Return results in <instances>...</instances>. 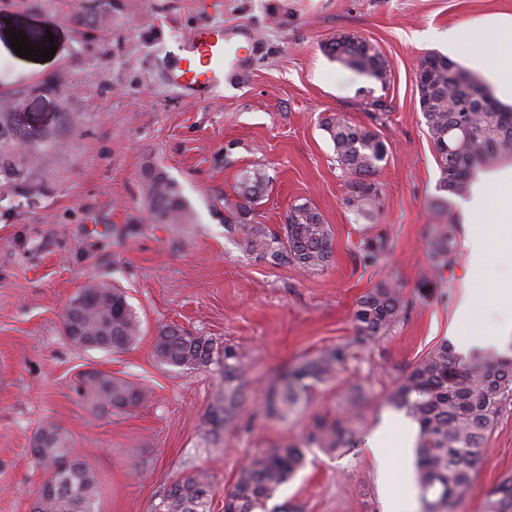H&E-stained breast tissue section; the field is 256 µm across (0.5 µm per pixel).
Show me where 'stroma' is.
Returning a JSON list of instances; mask_svg holds the SVG:
<instances>
[{"label": "stroma", "mask_w": 512, "mask_h": 512, "mask_svg": "<svg viewBox=\"0 0 512 512\" xmlns=\"http://www.w3.org/2000/svg\"><path fill=\"white\" fill-rule=\"evenodd\" d=\"M505 18L512 0H112L92 10L80 0H0V124L35 141L22 153L0 142V159L22 171L11 191L0 176V512H31L43 473L30 447L47 421L95 471L98 512H151L175 480L200 471L211 478L209 512H224L245 460L302 442L315 417L340 414L356 389L366 398L361 443L343 454L306 448L267 512H398L404 494L388 492L364 439L398 416L390 396L410 366L449 339L463 293L487 287L503 268L494 257L472 273L461 198L444 215L429 206L439 169L416 66L426 53L449 54L459 22L488 40ZM217 22L248 26L260 50L222 96L185 101L161 82L165 57ZM10 30L37 48L55 41V55L43 63L17 56ZM343 32L379 49L386 82L327 54ZM336 113L387 147L368 217L343 203L351 177L323 128ZM152 169L176 182L190 223L152 219L141 190ZM256 170L266 187L250 223L276 232L293 206L315 207L332 234L323 271L258 259L225 231L240 181ZM444 218L455 228L456 263L436 278L426 233ZM370 237L381 249L366 261ZM92 279L126 292L143 326L133 347L106 354L66 339L65 307ZM382 281L408 303L397 325L352 347L306 405L283 418L265 411L269 389L289 369L350 344L357 301ZM165 324L211 338V363L160 365L153 344ZM228 347L241 357L247 407L223 427L214 411ZM91 367L138 386L141 402L101 414L74 390ZM510 473L512 403L458 512H482L487 492Z\"/></svg>", "instance_id": "1"}]
</instances>
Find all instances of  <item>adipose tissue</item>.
<instances>
[{
  "label": "adipose tissue",
  "instance_id": "obj_1",
  "mask_svg": "<svg viewBox=\"0 0 512 512\" xmlns=\"http://www.w3.org/2000/svg\"><path fill=\"white\" fill-rule=\"evenodd\" d=\"M471 30V23L457 25L449 35L452 49L469 53L474 63L494 83L499 95L512 99V49L504 47L505 42H512V21L502 24L499 38L479 44L472 42ZM470 215L495 224L497 244L512 251V171L478 185ZM481 302L512 308V277L493 282L484 289L481 297L464 296L458 308L455 330L459 347L467 350L491 345L507 349L512 344V323L502 324L493 331L479 327L477 305ZM404 434L405 430L398 422H390L370 439L369 448L385 479L406 485L410 478L403 460L388 453L392 444L403 441Z\"/></svg>",
  "mask_w": 512,
  "mask_h": 512
}]
</instances>
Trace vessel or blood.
Here are the masks:
<instances>
[{"label": "vessel or blood", "instance_id": "b4317fda", "mask_svg": "<svg viewBox=\"0 0 512 512\" xmlns=\"http://www.w3.org/2000/svg\"><path fill=\"white\" fill-rule=\"evenodd\" d=\"M258 42L244 25L209 24L194 29L179 44L161 73L163 82L191 102L214 99L224 85L249 67Z\"/></svg>", "mask_w": 512, "mask_h": 512}]
</instances>
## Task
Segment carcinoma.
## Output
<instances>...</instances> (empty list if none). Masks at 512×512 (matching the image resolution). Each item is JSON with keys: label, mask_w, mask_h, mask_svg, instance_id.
<instances>
[{"label": "carcinoma", "mask_w": 512, "mask_h": 512, "mask_svg": "<svg viewBox=\"0 0 512 512\" xmlns=\"http://www.w3.org/2000/svg\"><path fill=\"white\" fill-rule=\"evenodd\" d=\"M328 54L360 75L385 82L387 60L365 39L334 40ZM427 83L419 95L428 134L433 142L440 178L431 207L448 212V196L471 191L476 172L493 171L512 158V107L500 104L481 79L447 56L429 52L420 59ZM338 165L356 176L345 205L359 215L371 214L378 188L369 180L386 155L385 143L365 128L338 114L324 123ZM264 186L255 173L240 183L241 201L228 209L225 230L242 234L245 250L276 265L294 264L308 272L323 270L332 254L329 226L320 212L306 204L292 207L282 232L263 224H247L249 213ZM150 212L163 224H185L190 213L175 182L164 172L151 170L142 179ZM433 272L451 268L455 259V232L451 224H434L427 234ZM81 300L75 316L78 331L67 334L78 349L124 350L139 342L142 324L119 288L91 280L77 292ZM407 308L400 290L380 282L358 301L353 313L360 346L386 334ZM214 344L177 325H164L154 342L156 360L166 366L194 369L212 360ZM348 357V346H338L288 372L267 395L269 411H292L310 389L306 380L323 382L334 376ZM240 355L224 349V395L220 398L224 424L241 414L246 397L241 383ZM79 393L98 408L125 409L141 400L128 381L108 374L81 379ZM512 401V361L496 352L464 359L446 342L440 343L411 366L390 402L406 411L419 426L416 482L422 512H457L467 496L487 435L503 406ZM363 395L346 402L332 419L318 417L306 436V445L329 453L355 445ZM30 453L46 474L35 492V512H95L98 479L84 457L72 448L64 431L47 423L35 434ZM301 446L285 442L254 455L243 466L224 496V512H258L302 465ZM211 493L208 475L197 473L176 480L153 506V512H207ZM483 512H512V474L486 496Z\"/></svg>", "instance_id": "cac0c4a2"}]
</instances>
